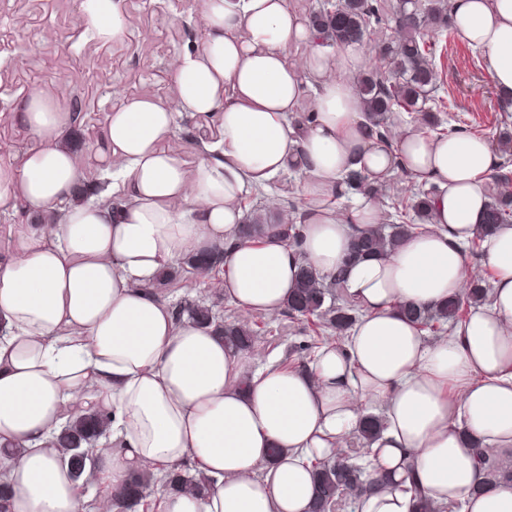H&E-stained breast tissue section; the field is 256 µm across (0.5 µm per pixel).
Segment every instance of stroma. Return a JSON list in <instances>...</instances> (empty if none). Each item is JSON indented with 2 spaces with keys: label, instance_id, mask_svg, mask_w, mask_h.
Wrapping results in <instances>:
<instances>
[{
  "label": "stroma",
  "instance_id": "1",
  "mask_svg": "<svg viewBox=\"0 0 512 512\" xmlns=\"http://www.w3.org/2000/svg\"><path fill=\"white\" fill-rule=\"evenodd\" d=\"M144 8L130 0L129 20L118 41L95 37L84 10V0H0V82L8 81L14 92L8 111L0 112V164L18 165L22 156L38 147L39 141L21 120L19 112L36 89L64 109L81 101V112L69 132L72 155L84 175L82 195L98 191L120 199L117 184L103 171L100 148L107 116L129 99L153 97L162 101L175 95L171 65L188 48L202 47L207 27L199 0L176 8L164 0H152ZM434 67L440 80L435 94L441 105L436 113L441 129L483 137L497 143L500 132L512 134V105L504 106L492 70L484 54L457 37L438 47ZM217 115H183L169 142L178 151L187 170H194L205 154L207 142L217 141L212 131ZM302 175L289 171L268 189L246 195L243 209H260L288 215L297 221L303 206ZM157 297L178 308L193 301L212 306L219 319L241 320L239 309L228 299L215 295L200 275L185 273L157 287ZM321 330L280 312L264 317L257 349L280 355L286 365L297 362L295 346Z\"/></svg>",
  "mask_w": 512,
  "mask_h": 512
}]
</instances>
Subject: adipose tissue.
<instances>
[{"mask_svg":"<svg viewBox=\"0 0 512 512\" xmlns=\"http://www.w3.org/2000/svg\"><path fill=\"white\" fill-rule=\"evenodd\" d=\"M458 39L487 56L512 99V0H449ZM98 36L120 39L115 0H85ZM202 49L178 55L176 94L130 100L110 113L104 156L124 201L76 202L83 180L65 145L77 117L31 94L23 120L39 141L20 166H0V203L22 201L32 223L0 264V481L6 512H79L83 483L56 436L89 403L111 419L87 469L104 487L90 512H120L109 494L138 468L156 476L191 464L205 492L158 489L150 512H306L310 460L335 459L359 431V402L380 405L386 428L370 446L373 476L392 488L362 512H409L400 489L414 477L437 505L512 512V487L489 486L467 437L512 447V224L487 236L491 305L444 338L427 340L397 305L432 307L465 293L462 252L484 222L486 182L499 156L482 137L398 128L384 144L362 112L355 81L360 44L328 52L286 0H202ZM307 49L321 77L313 120L293 122L300 76L284 58ZM218 113L211 156L187 171L164 149L183 113ZM437 185L430 224L389 257L349 263L353 240L381 213L368 195L341 208L343 176L380 182L394 168ZM295 170L304 208L300 248L240 232V200ZM218 249L224 274L210 284L246 313L279 314L301 266L341 277L360 315L342 346L283 368L273 354L225 344L214 328L177 321L154 294L175 259ZM247 389H240L241 379Z\"/></svg>","mask_w":512,"mask_h":512,"instance_id":"ef3b65f1","label":"adipose tissue"}]
</instances>
